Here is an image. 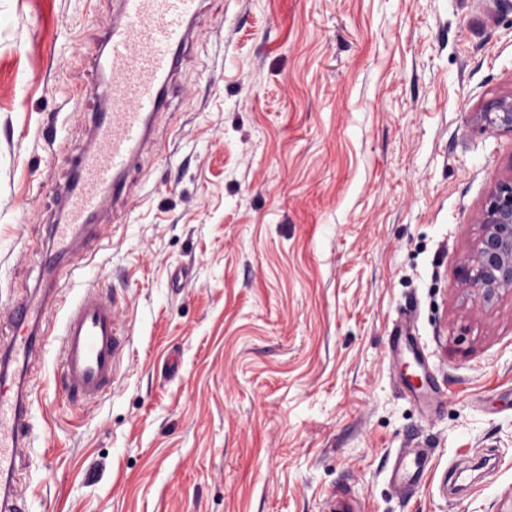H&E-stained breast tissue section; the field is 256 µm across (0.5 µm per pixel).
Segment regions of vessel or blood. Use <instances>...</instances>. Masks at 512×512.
I'll return each instance as SVG.
<instances>
[{"label": "vessel or blood", "mask_w": 512, "mask_h": 512, "mask_svg": "<svg viewBox=\"0 0 512 512\" xmlns=\"http://www.w3.org/2000/svg\"><path fill=\"white\" fill-rule=\"evenodd\" d=\"M118 20L95 62L99 78L93 95L103 108L95 117L92 145L75 159L77 176L54 225L60 251H68L108 199L118 197L165 108V94L184 53L200 0H118ZM58 301L54 282L11 308L14 331L6 352L25 365L43 347V319ZM125 334L113 301L86 289L64 313L59 369L70 394L91 403L111 387L121 362ZM31 392L25 378L0 387V512H15V463L29 434ZM432 451L398 453L391 478L401 487L418 486Z\"/></svg>", "instance_id": "vessel-or-blood-1"}]
</instances>
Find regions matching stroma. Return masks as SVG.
Returning a JSON list of instances; mask_svg holds the SVG:
<instances>
[{
    "mask_svg": "<svg viewBox=\"0 0 512 512\" xmlns=\"http://www.w3.org/2000/svg\"><path fill=\"white\" fill-rule=\"evenodd\" d=\"M116 0H0V342L51 250ZM512 0H202L79 270L127 341L87 405L35 360L22 512H512V289L462 284L512 133ZM412 319L442 403L388 351ZM403 448L433 469L390 480ZM494 112L495 117L491 118L490 114ZM485 116H489L490 128L502 129L512 132V98H499L489 104L484 111Z\"/></svg>",
    "mask_w": 512,
    "mask_h": 512,
    "instance_id": "35a3bbf8",
    "label": "stroma"
}]
</instances>
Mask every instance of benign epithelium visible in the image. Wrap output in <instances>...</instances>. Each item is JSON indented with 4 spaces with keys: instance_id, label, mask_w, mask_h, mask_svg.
Here are the masks:
<instances>
[{
    "instance_id": "1",
    "label": "benign epithelium",
    "mask_w": 512,
    "mask_h": 512,
    "mask_svg": "<svg viewBox=\"0 0 512 512\" xmlns=\"http://www.w3.org/2000/svg\"><path fill=\"white\" fill-rule=\"evenodd\" d=\"M490 128L512 132V98H499L489 104L485 115ZM482 236L468 256L465 285L477 297L491 302L501 290L512 288V177L495 183L489 204L479 216Z\"/></svg>"
}]
</instances>
